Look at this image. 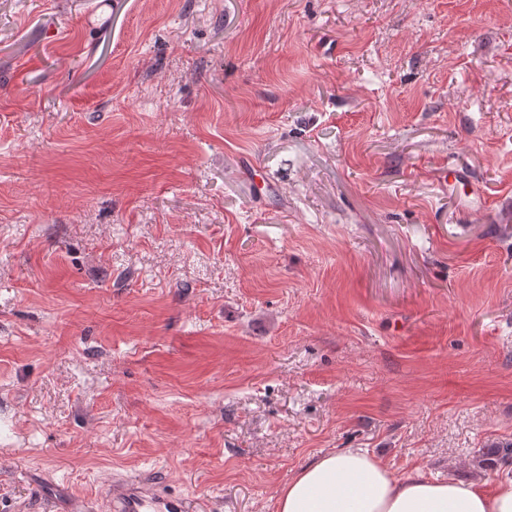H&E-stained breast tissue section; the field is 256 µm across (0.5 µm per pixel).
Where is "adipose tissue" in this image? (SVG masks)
I'll list each match as a JSON object with an SVG mask.
<instances>
[{"mask_svg": "<svg viewBox=\"0 0 512 512\" xmlns=\"http://www.w3.org/2000/svg\"><path fill=\"white\" fill-rule=\"evenodd\" d=\"M277 512H512V480L496 485L398 475L360 448L321 455L285 484Z\"/></svg>", "mask_w": 512, "mask_h": 512, "instance_id": "ef3b65f1", "label": "adipose tissue"}]
</instances>
